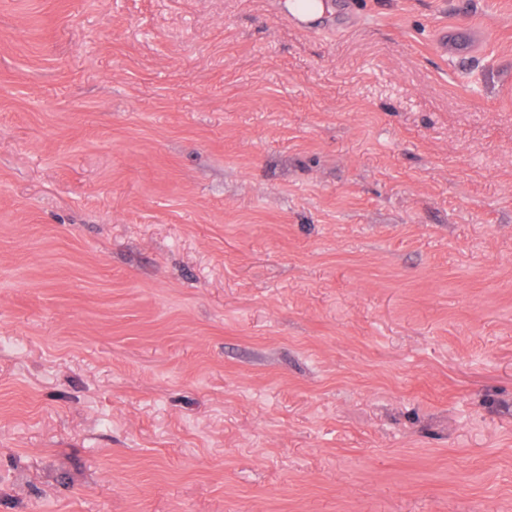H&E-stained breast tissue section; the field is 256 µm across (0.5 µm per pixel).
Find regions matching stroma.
Segmentation results:
<instances>
[{"mask_svg":"<svg viewBox=\"0 0 512 512\" xmlns=\"http://www.w3.org/2000/svg\"><path fill=\"white\" fill-rule=\"evenodd\" d=\"M355 2L0 0V512H512V0ZM322 2L319 0H302L293 2L289 11L290 17L305 29H314L325 23L322 18Z\"/></svg>","mask_w":512,"mask_h":512,"instance_id":"1","label":"stroma"}]
</instances>
